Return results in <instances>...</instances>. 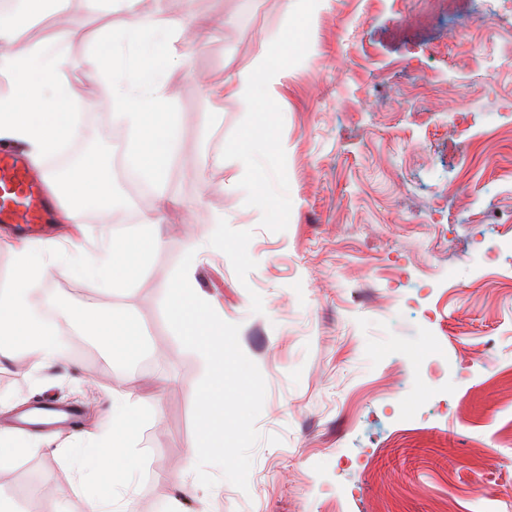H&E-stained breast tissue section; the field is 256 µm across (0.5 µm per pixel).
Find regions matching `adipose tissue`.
Here are the masks:
<instances>
[{
	"label": "adipose tissue",
	"mask_w": 512,
	"mask_h": 512,
	"mask_svg": "<svg viewBox=\"0 0 512 512\" xmlns=\"http://www.w3.org/2000/svg\"><path fill=\"white\" fill-rule=\"evenodd\" d=\"M104 2L108 10L127 14L128 20L92 56L91 72L112 83L114 118L129 133L130 164L145 177L161 181L180 150L178 126L166 110L163 75L178 57V44L206 42L210 26L158 19L140 9L141 0ZM125 44L135 45L138 52L137 64L130 69L117 62ZM0 74L11 80L10 91L0 95V142L26 145L37 165L81 135L75 118L77 96L45 47L37 44L21 55L0 56ZM287 74V54L271 46L262 49L250 66L228 75L223 88L245 111L261 112L274 104L277 87ZM55 191L64 200L69 224L80 223L88 210L108 217L114 200L112 175L92 155L70 170ZM145 224V231L113 238L99 258L69 263L67 273L107 292L124 287L164 244L156 218H146ZM14 257L12 280L0 289V349L11 348L35 369L59 358L66 338L60 329L48 328L29 301L32 280L49 269L44 251L22 245L15 248ZM71 318L92 335L108 338L112 352L131 356L141 349L143 331L134 319H118L112 311L99 309L75 312ZM140 420L139 403L131 394L113 396L111 418L92 447L69 449L83 483L93 489L90 512H112L115 500L127 492L139 465L131 436Z\"/></svg>",
	"instance_id": "ef3b65f1"
}]
</instances>
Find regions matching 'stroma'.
<instances>
[{
    "label": "stroma",
    "mask_w": 512,
    "mask_h": 512,
    "mask_svg": "<svg viewBox=\"0 0 512 512\" xmlns=\"http://www.w3.org/2000/svg\"><path fill=\"white\" fill-rule=\"evenodd\" d=\"M160 18L217 22L166 74L180 151L163 182H127V130L93 77L97 40L126 17L72 0L79 25L60 26L55 4L22 18L9 50L50 45L81 100L83 135L39 176L86 151L121 171L113 218L86 211L81 226L55 220L23 232L0 223V286L14 242L50 247L48 273L30 285L37 308H102L136 319L135 361L66 324L61 359L31 370L0 352V430L44 403L82 419L38 428L32 454L0 467V498L43 512L33 487L64 492V512H89L67 448L89 443L112 395L133 392L143 418L131 446L127 512H512V70L499 67L512 12L499 0H453L422 37L406 32L417 0H324L306 19L282 0H157ZM302 31L272 111H243L220 86L261 48ZM487 43L473 53L474 39ZM270 136L283 152L243 172L237 153ZM288 199L287 214L254 206L252 182ZM173 204L165 240L121 290L108 294L61 274L117 235L143 231L130 186ZM226 219L253 238L257 266L239 281L215 250L195 270L201 293L240 326L266 397L256 421L248 491L196 478L193 406L205 373L168 326L163 300L187 246ZM263 299L253 312L251 293Z\"/></svg>",
    "instance_id": "1"
}]
</instances>
